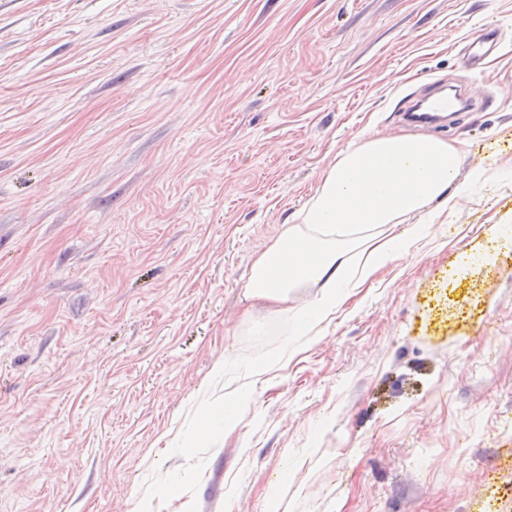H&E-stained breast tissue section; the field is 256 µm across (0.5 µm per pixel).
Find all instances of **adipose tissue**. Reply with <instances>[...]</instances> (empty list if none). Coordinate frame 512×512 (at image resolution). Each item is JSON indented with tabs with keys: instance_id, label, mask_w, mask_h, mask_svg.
<instances>
[{
	"instance_id": "1",
	"label": "adipose tissue",
	"mask_w": 512,
	"mask_h": 512,
	"mask_svg": "<svg viewBox=\"0 0 512 512\" xmlns=\"http://www.w3.org/2000/svg\"><path fill=\"white\" fill-rule=\"evenodd\" d=\"M459 150L430 136H361L342 150L294 224L255 256L244 297L287 303L299 288L320 294L294 312L305 334L319 335L349 291L386 258L402 256L421 225L409 219L456 182ZM408 223L406 234H393Z\"/></svg>"
}]
</instances>
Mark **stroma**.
Here are the masks:
<instances>
[{"instance_id": "35a3bbf8", "label": "stroma", "mask_w": 512, "mask_h": 512, "mask_svg": "<svg viewBox=\"0 0 512 512\" xmlns=\"http://www.w3.org/2000/svg\"><path fill=\"white\" fill-rule=\"evenodd\" d=\"M436 78L477 108L424 233L323 335L315 289L244 301ZM507 226L512 0H0V512H512ZM217 392L235 430L183 447ZM502 30L491 24L483 25L467 40L464 59L468 66L483 68L485 61L496 54L502 46Z\"/></svg>"}]
</instances>
